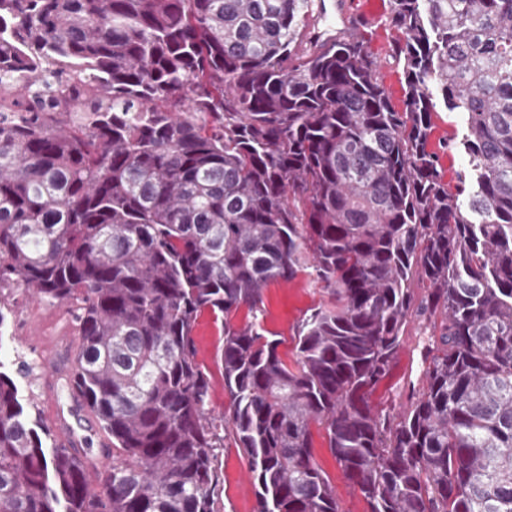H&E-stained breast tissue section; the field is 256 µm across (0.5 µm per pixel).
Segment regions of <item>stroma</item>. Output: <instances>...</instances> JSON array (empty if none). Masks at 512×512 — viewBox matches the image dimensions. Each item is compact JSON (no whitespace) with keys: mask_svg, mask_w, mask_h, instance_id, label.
<instances>
[{"mask_svg":"<svg viewBox=\"0 0 512 512\" xmlns=\"http://www.w3.org/2000/svg\"><path fill=\"white\" fill-rule=\"evenodd\" d=\"M353 7L369 17L368 22L359 24L355 32L363 39L374 60L376 76L392 104L401 106L406 84L403 64L395 53L400 34L390 22L393 0H379L372 6L366 0H353ZM463 132L459 113L443 108L433 113L428 148L436 153L438 170L444 182L452 187L457 185L459 175L468 167V157L460 144ZM321 301L322 295L308 269L299 271L293 278L274 281L264 289V326L280 339L282 357L292 358L299 325ZM0 312L6 317L4 328L0 329V362L12 371L22 361L31 366L30 375L17 379L19 392L23 398L32 401L34 412H45L47 366L44 357L49 349L58 347L71 334L70 318L64 308L35 301L9 286L0 289ZM421 330L420 323L408 324L390 374L371 396L377 408L399 410L407 405V384L421 370L422 354L418 345ZM193 339L196 358L210 376L207 408L212 417L222 418L229 407V396L224 389L219 361L224 343L221 323L216 322L212 313L202 312L196 321ZM313 446L314 461L335 487L341 512H369L366 500L349 481L321 433H314ZM218 473L220 512H254L255 495L248 463L234 445L220 449Z\"/></svg>","mask_w":512,"mask_h":512,"instance_id":"stroma-1","label":"stroma"}]
</instances>
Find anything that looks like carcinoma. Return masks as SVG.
<instances>
[{"label":"carcinoma","instance_id":"obj_1","mask_svg":"<svg viewBox=\"0 0 512 512\" xmlns=\"http://www.w3.org/2000/svg\"><path fill=\"white\" fill-rule=\"evenodd\" d=\"M316 9L0 0V287L72 313L66 384L112 458L92 477L46 444L1 362L0 512H219L227 439L254 512H340L314 425L369 512H512V0H394L399 109L362 40L300 50ZM440 104L464 117L453 190L428 150ZM308 268L327 299L290 363L263 290ZM414 318L424 366L390 414L370 395ZM193 339L196 358L210 376V392L207 408L212 417L220 420L229 407V396L224 389V375L219 361V353L224 343V332L220 322L212 313L205 310L198 317Z\"/></svg>","mask_w":512,"mask_h":512}]
</instances>
